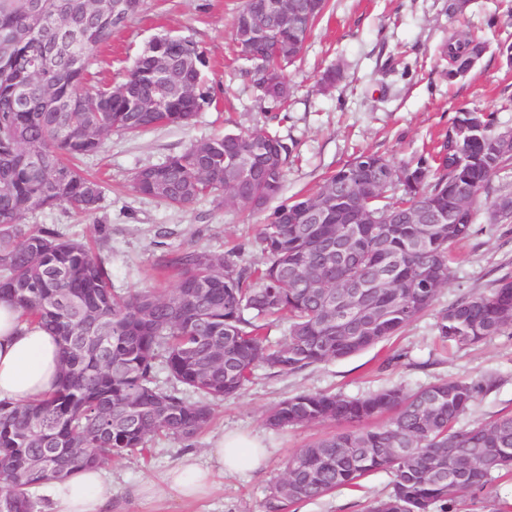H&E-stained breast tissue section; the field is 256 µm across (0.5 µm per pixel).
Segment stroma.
I'll list each match as a JSON object with an SVG mask.
<instances>
[{"label":"stroma","instance_id":"1","mask_svg":"<svg viewBox=\"0 0 512 512\" xmlns=\"http://www.w3.org/2000/svg\"><path fill=\"white\" fill-rule=\"evenodd\" d=\"M328 0L329 7L301 56L288 67L287 109L272 108L255 88L232 38V22L244 0H144L141 12L113 32L94 67L92 86H118L138 54L153 39L184 36L204 52L203 86L214 102L188 126L169 125L137 136L113 133L104 149L88 157L85 171L105 182L100 209L87 216L57 206L28 216L31 224H55L67 236L98 239L109 232L103 253L118 292L171 291L175 278L159 274L163 259L179 249L227 252L241 261L263 260L253 242L269 209L241 211L214 207L200 199L181 209L143 197L131 188L133 172L159 164L190 143L207 140L229 127L277 133L293 149L281 201L315 188L328 173L367 151L395 160L440 145L459 109L495 113L498 125L512 129V66L501 46L512 44V0ZM465 29L485 51L464 78L448 81L442 45L455 29ZM338 65L343 80L323 89L324 70ZM512 174L493 177L480 196L481 212L472 235L453 249V276L434 307L389 340L353 356L292 373L255 369L237 395L215 406L213 418L194 439L161 436L144 453L113 460L106 471L115 489L113 512H267L271 487L282 478L289 458L313 440L338 432V422L271 429L262 418L278 403L303 392L348 397L398 387L414 391L459 378L482 379L486 386L460 419L468 428L512 413V334L501 333L468 347L442 342L439 310L459 297L490 292L497 279L512 275V223H489L486 206ZM232 431L257 435L269 448L254 471L225 474L220 486L198 501L171 498L147 503L132 492L160 481L185 454L207 461L216 437ZM393 476L381 470L356 488L290 504L286 512H367L386 496ZM456 512H512V473L496 474L491 485L460 502Z\"/></svg>","mask_w":512,"mask_h":512}]
</instances>
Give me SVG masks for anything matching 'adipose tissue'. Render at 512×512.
<instances>
[{"mask_svg":"<svg viewBox=\"0 0 512 512\" xmlns=\"http://www.w3.org/2000/svg\"><path fill=\"white\" fill-rule=\"evenodd\" d=\"M60 369L58 337L24 321L12 302L0 299V400L23 404L44 398L57 389ZM266 454L257 436L225 434L209 450L208 463L185 456L166 472L162 485L144 484L136 494L150 500L164 488L178 499L193 500L212 491L225 474L256 469ZM44 492L50 512H112V480L101 468L81 469L64 482L46 485Z\"/></svg>","mask_w":512,"mask_h":512,"instance_id":"obj_1","label":"adipose tissue"}]
</instances>
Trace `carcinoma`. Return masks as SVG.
Here are the masks:
<instances>
[{
    "label": "carcinoma",
    "mask_w": 512,
    "mask_h": 512,
    "mask_svg": "<svg viewBox=\"0 0 512 512\" xmlns=\"http://www.w3.org/2000/svg\"><path fill=\"white\" fill-rule=\"evenodd\" d=\"M291 5L294 22L282 34L300 54L327 0ZM142 6L143 0H128L122 14L102 18L90 0H0V35L30 32L0 59V298L15 303L28 321L54 330L62 349L52 395L34 405L0 401V501L9 512H32L34 489L143 451L159 434L195 437L213 405L237 394L260 365L295 372L352 356L400 332L434 305L452 276L451 246L471 235L477 214L469 209L465 224H413L408 213L416 198L446 210L448 199L482 191L512 167V153L500 149V130L489 115L481 116L470 137L450 139L414 160L392 162L363 152L316 190L274 209L257 233L262 266L241 263L233 251L187 248L165 261L176 277L172 292L121 295L112 288L106 258L55 224L30 228L25 219L59 205L95 213L104 186L79 162L99 153L114 132L188 125L211 103L202 88L206 59L181 36L150 44L118 86L85 90L99 48ZM255 6L245 0L233 28L255 19L279 27ZM474 51L464 31L448 37L442 48L448 78L458 77L456 63ZM239 56L252 63L257 87L272 77L286 84V67L295 60L279 61L264 43ZM162 61L180 74L178 85H161ZM18 86L25 90L22 103ZM154 98L163 99V111H144ZM290 153L267 130H227L136 170L131 187L175 207L210 197L218 205L260 210L278 198ZM234 156L249 161L258 176L238 182L228 169ZM317 203L340 222L361 205L373 214L376 223L363 225L358 257L324 252L322 238L305 223ZM382 252L390 254L393 274L351 299L352 329L338 318L336 298L353 284L376 280ZM284 318L288 337L272 349L263 330ZM438 330L458 346L512 332V277L442 310ZM161 371L171 387L159 385ZM483 388L477 380H448L412 393H302L281 402L265 414L266 425L336 421L349 428L309 443L288 461L271 488L269 512L356 486L380 470L393 473L392 491L368 512H453L494 472L512 471V415L456 427ZM188 393L196 400H188ZM384 415L385 422L368 424Z\"/></svg>",
    "instance_id": "1"
}]
</instances>
